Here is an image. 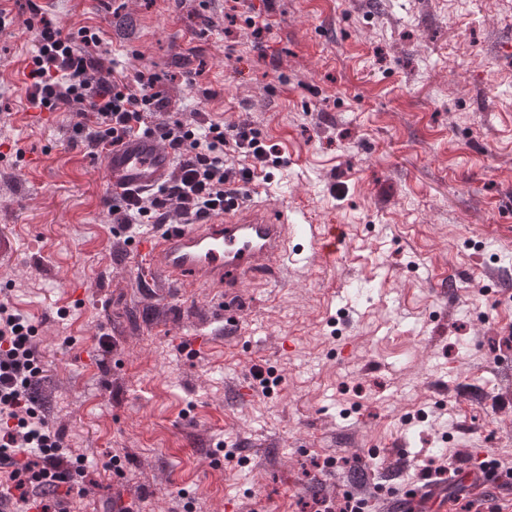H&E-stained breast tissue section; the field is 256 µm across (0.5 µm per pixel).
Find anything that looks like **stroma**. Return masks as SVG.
Returning <instances> with one entry per match:
<instances>
[{"label": "stroma", "mask_w": 512, "mask_h": 512, "mask_svg": "<svg viewBox=\"0 0 512 512\" xmlns=\"http://www.w3.org/2000/svg\"><path fill=\"white\" fill-rule=\"evenodd\" d=\"M36 2L156 73L171 119H247L286 160L251 204L336 246L295 236L229 296L147 273L84 116L29 119L32 15L0 0V300L36 328L49 427L91 465L69 512H312L347 491L392 512L382 488L424 462L512 467V0H251L259 40L232 0ZM429 479L453 512L512 505Z\"/></svg>", "instance_id": "obj_1"}]
</instances>
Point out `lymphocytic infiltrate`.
I'll list each match as a JSON object with an SVG mask.
<instances>
[{
  "instance_id": "obj_1",
  "label": "lymphocytic infiltrate",
  "mask_w": 512,
  "mask_h": 512,
  "mask_svg": "<svg viewBox=\"0 0 512 512\" xmlns=\"http://www.w3.org/2000/svg\"><path fill=\"white\" fill-rule=\"evenodd\" d=\"M37 50L28 77L30 100L49 111L78 108L95 125L90 145L107 147L132 134H150L165 142L175 168L158 192L113 193L112 214L131 234L146 224H192L224 211L225 200L243 196L257 170L284 165L247 121L230 125L203 121L188 126L159 120L168 103L155 89L148 69L134 75L105 67L93 47L99 34L88 27L62 34L40 18ZM43 377L35 329L9 304L0 302V497L18 503L39 502L42 512H67L54 490L73 491L87 468L63 460L62 437L41 416L36 390Z\"/></svg>"
}]
</instances>
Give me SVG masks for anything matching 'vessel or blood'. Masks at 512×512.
I'll use <instances>...</instances> for the list:
<instances>
[{"instance_id":"vessel-or-blood-1","label":"vessel or blood","mask_w":512,"mask_h":512,"mask_svg":"<svg viewBox=\"0 0 512 512\" xmlns=\"http://www.w3.org/2000/svg\"><path fill=\"white\" fill-rule=\"evenodd\" d=\"M101 162L112 191L147 192L168 179L173 158L154 136L140 134L104 151ZM314 232V225L290 218L287 209L249 207L240 200L221 216L199 224L173 225L140 248L146 265L172 282L237 288L287 261L293 235ZM390 497L398 502L430 501L435 512H446V503L433 486L412 484L391 492Z\"/></svg>"}]
</instances>
